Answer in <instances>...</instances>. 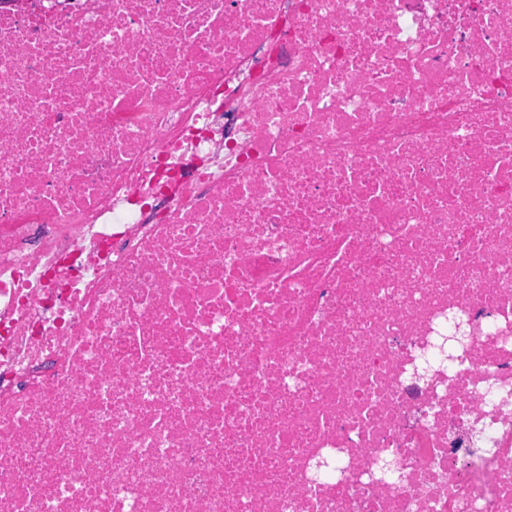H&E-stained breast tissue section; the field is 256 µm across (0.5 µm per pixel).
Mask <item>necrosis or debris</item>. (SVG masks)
Listing matches in <instances>:
<instances>
[{
	"label": "necrosis or debris",
	"instance_id": "4bbe7bcc",
	"mask_svg": "<svg viewBox=\"0 0 512 512\" xmlns=\"http://www.w3.org/2000/svg\"><path fill=\"white\" fill-rule=\"evenodd\" d=\"M0 512H512V0L0 6Z\"/></svg>",
	"mask_w": 512,
	"mask_h": 512
}]
</instances>
